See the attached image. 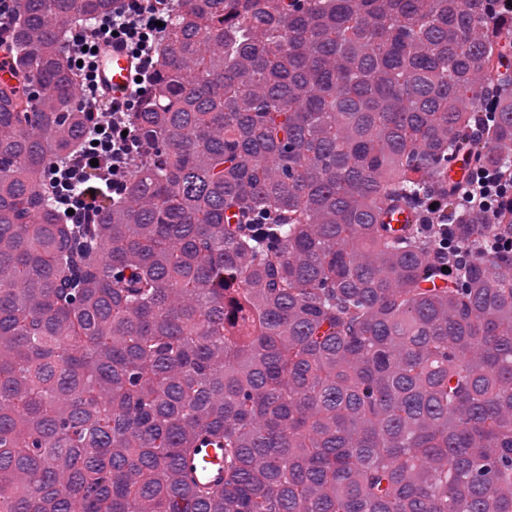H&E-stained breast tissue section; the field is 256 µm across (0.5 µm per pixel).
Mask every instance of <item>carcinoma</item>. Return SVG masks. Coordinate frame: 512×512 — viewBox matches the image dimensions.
Returning <instances> with one entry per match:
<instances>
[{"label":"carcinoma","instance_id":"cac0c4a2","mask_svg":"<svg viewBox=\"0 0 512 512\" xmlns=\"http://www.w3.org/2000/svg\"><path fill=\"white\" fill-rule=\"evenodd\" d=\"M113 7L21 0L7 34L0 512H512V203L448 180L512 171V11L174 0L133 175L73 224L68 43ZM203 443L220 488L182 477ZM388 224H391L396 233L404 234L411 228V224H415L416 216L405 205H392L386 218ZM203 459L214 465L221 463L218 459L216 449L208 446L206 448H195L192 454L181 459L180 469L182 472L192 475L195 471L200 470L209 480V484H216L221 482L224 483V467L222 466L203 469L200 467V461Z\"/></svg>","mask_w":512,"mask_h":512}]
</instances>
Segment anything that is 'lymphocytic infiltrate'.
Instances as JSON below:
<instances>
[{
	"mask_svg": "<svg viewBox=\"0 0 512 512\" xmlns=\"http://www.w3.org/2000/svg\"><path fill=\"white\" fill-rule=\"evenodd\" d=\"M164 18L161 0H116L111 16L76 33L69 44L72 60L81 64L79 90L88 99L95 97L98 91L94 49L102 41L113 37L122 40L141 62L140 82L133 84L122 102L99 107L98 127L87 131V143L75 163L60 172L61 183L69 189L62 202L72 209V222H83L98 208L102 187L120 190L130 175V156L135 141L126 133L127 117L146 89L145 81L154 66L155 47L162 32L160 22ZM511 192L512 178L486 170L475 177L463 198L489 213Z\"/></svg>",
	"mask_w": 512,
	"mask_h": 512,
	"instance_id": "obj_1",
	"label": "lymphocytic infiltrate"
}]
</instances>
